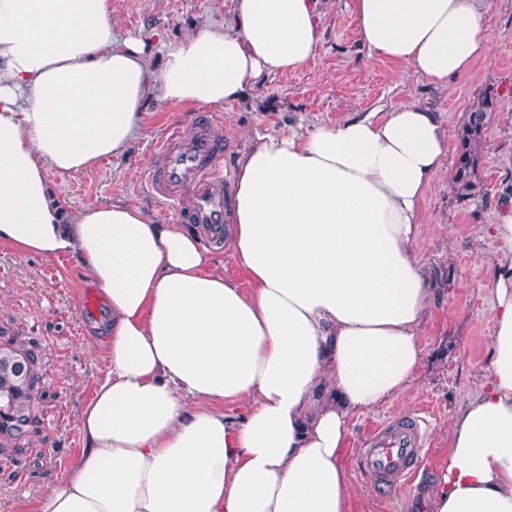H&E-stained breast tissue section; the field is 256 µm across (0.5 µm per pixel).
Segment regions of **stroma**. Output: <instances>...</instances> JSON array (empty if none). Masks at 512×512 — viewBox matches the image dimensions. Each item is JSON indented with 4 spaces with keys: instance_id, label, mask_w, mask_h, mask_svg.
Returning a JSON list of instances; mask_svg holds the SVG:
<instances>
[{
    "instance_id": "1",
    "label": "stroma",
    "mask_w": 512,
    "mask_h": 512,
    "mask_svg": "<svg viewBox=\"0 0 512 512\" xmlns=\"http://www.w3.org/2000/svg\"><path fill=\"white\" fill-rule=\"evenodd\" d=\"M344 2L326 0L318 66L268 78L241 102L216 107L211 132L225 141L229 167L256 136L305 132L354 112L414 101L439 114L454 155L457 131L472 105L485 93H496L499 107L488 118L477 171L481 194L457 195L448 168L419 204L418 256L436 288L419 336L424 364L402 397L351 418L353 436L344 457L354 491L351 512H406L407 489L386 492L374 485L360 470L358 449L381 421L427 418L423 467L428 478H436L448 455L453 415L486 379L493 301L488 283L500 255L499 243L487 238L486 228L496 223L502 199L512 195V0H491V51L445 89L412 69L369 57ZM230 20V0H112L113 33L151 45L156 66L163 61L162 46ZM193 116V110L149 100L144 131L124 155L82 173L49 172L52 193L68 212L89 204L135 203L170 223L167 205L143 186L165 130L177 125L192 133ZM88 286L71 256L22 255L0 244V352L35 363L29 422L22 434L0 437V512H15L22 499H38L48 480L62 475L82 448L77 415L105 371L98 328L108 317L103 306L93 315L83 313L82 292Z\"/></svg>"
}]
</instances>
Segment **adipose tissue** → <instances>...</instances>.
<instances>
[{
  "instance_id": "obj_1",
  "label": "adipose tissue",
  "mask_w": 512,
  "mask_h": 512,
  "mask_svg": "<svg viewBox=\"0 0 512 512\" xmlns=\"http://www.w3.org/2000/svg\"><path fill=\"white\" fill-rule=\"evenodd\" d=\"M370 56L434 86L490 49L485 0H349ZM234 24L167 48L112 32V0H0V243L76 258L101 291L106 369L64 475L17 512H350L351 416L405 393L435 301L419 203L448 135L417 103L258 137L235 161L225 277L199 233L136 204L64 216L48 171L126 152L157 95L230 105L319 61L322 0H234ZM486 381L453 416L432 512H512V198ZM211 253L215 264L224 270V276L235 280L241 288H249L245 272L240 268L229 249L213 250Z\"/></svg>"
}]
</instances>
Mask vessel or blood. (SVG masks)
Wrapping results in <instances>:
<instances>
[{"label": "vessel or blood", "mask_w": 512, "mask_h": 512, "mask_svg": "<svg viewBox=\"0 0 512 512\" xmlns=\"http://www.w3.org/2000/svg\"><path fill=\"white\" fill-rule=\"evenodd\" d=\"M211 121L198 115L195 130L173 127L152 157L146 188L162 199L172 221L197 230L219 246L228 223L232 179L224 169V150L210 131ZM424 420L400 417L377 424L360 450V467L377 486L396 488L415 476L425 457Z\"/></svg>", "instance_id": "obj_1"}]
</instances>
